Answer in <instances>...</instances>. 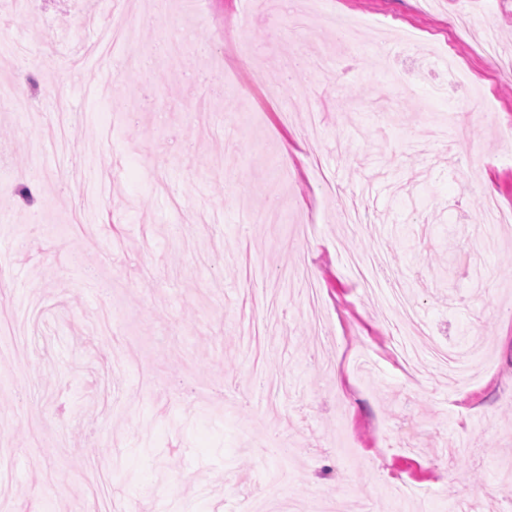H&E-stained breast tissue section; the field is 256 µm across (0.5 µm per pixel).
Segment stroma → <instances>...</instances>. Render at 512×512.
Masks as SVG:
<instances>
[{
    "mask_svg": "<svg viewBox=\"0 0 512 512\" xmlns=\"http://www.w3.org/2000/svg\"><path fill=\"white\" fill-rule=\"evenodd\" d=\"M194 2L148 20L141 0H0V512H249L274 474L271 512L318 496L399 512L382 487L404 483L423 512H494L512 455V223L502 247L481 240L488 195L512 210V0ZM116 15L137 40L92 52ZM377 23L410 52L374 43ZM26 174L35 196L17 191ZM376 254L418 323L383 322L388 283L357 286L350 257ZM303 258L316 316L279 285ZM432 341L472 351L471 390L394 354ZM281 444L287 459L268 455Z\"/></svg>",
    "mask_w": 512,
    "mask_h": 512,
    "instance_id": "obj_1",
    "label": "stroma"
}]
</instances>
